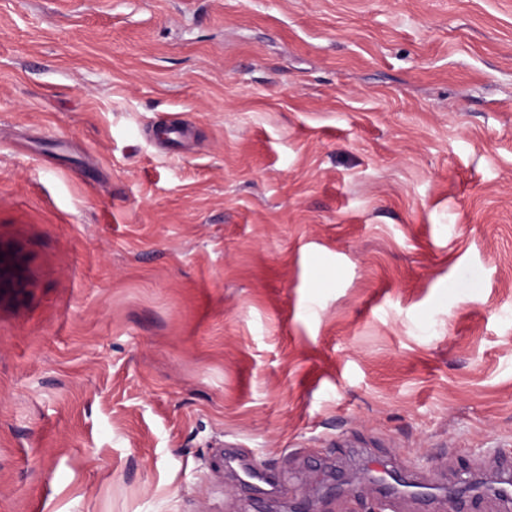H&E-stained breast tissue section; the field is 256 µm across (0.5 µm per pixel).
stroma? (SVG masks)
<instances>
[{"mask_svg": "<svg viewBox=\"0 0 512 512\" xmlns=\"http://www.w3.org/2000/svg\"><path fill=\"white\" fill-rule=\"evenodd\" d=\"M0 249V512H508L512 0H0ZM370 472L376 474L374 478L379 483L378 490L381 496V512H390L392 504L394 503V498L399 496L404 489L414 488L418 489L422 493H428L425 488L418 486L411 479L395 480L389 471L377 464L372 465Z\"/></svg>", "mask_w": 512, "mask_h": 512, "instance_id": "1", "label": "stroma"}]
</instances>
